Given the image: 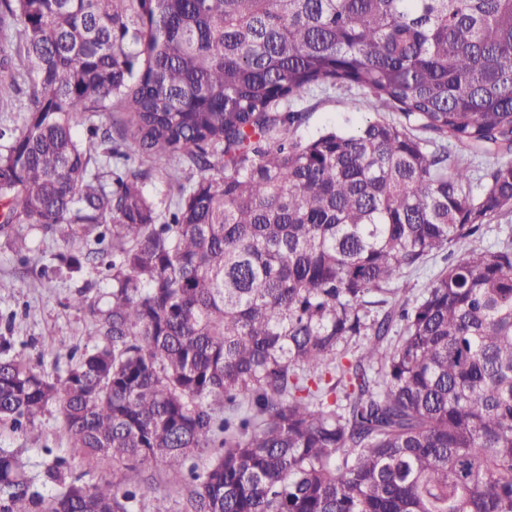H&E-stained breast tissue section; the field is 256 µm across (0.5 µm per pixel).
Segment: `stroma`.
Returning a JSON list of instances; mask_svg holds the SVG:
<instances>
[{
    "mask_svg": "<svg viewBox=\"0 0 512 512\" xmlns=\"http://www.w3.org/2000/svg\"><path fill=\"white\" fill-rule=\"evenodd\" d=\"M308 119L299 131L301 138H309L325 127L342 122L344 117L360 119L374 117L375 112L365 101L355 99L343 90H333L311 98ZM27 262H20L0 238V336L7 338L14 349H25L30 362L52 378L65 376L71 364L70 353L84 346L95 328L94 309L106 308L111 300L109 281L93 277L92 288H84L83 278L69 277L57 267V254L65 252L62 240L42 239L38 231L27 233ZM53 269L49 278L36 280L34 274L42 266ZM84 292L86 307L72 303L77 292ZM0 448L16 450L33 481H40L45 467L54 458H65L73 476L84 483H95L104 477L120 482L123 469L111 461L100 464L97 472L85 473L81 460L69 444L56 406L45 412L24 432H12L0 424Z\"/></svg>",
    "mask_w": 512,
    "mask_h": 512,
    "instance_id": "stroma-1",
    "label": "stroma"
}]
</instances>
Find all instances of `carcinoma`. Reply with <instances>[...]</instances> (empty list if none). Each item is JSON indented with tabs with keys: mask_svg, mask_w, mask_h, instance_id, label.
Returning <instances> with one entry per match:
<instances>
[{
	"mask_svg": "<svg viewBox=\"0 0 512 512\" xmlns=\"http://www.w3.org/2000/svg\"><path fill=\"white\" fill-rule=\"evenodd\" d=\"M20 67L0 237L65 231L112 301L62 381L0 344V423L54 404L126 474L57 457L45 495L0 448V512H137L145 462L205 448L181 512H512V236L481 238L512 212V0H0L1 105ZM333 88L397 117L297 137ZM129 138L199 172L164 212ZM22 88L17 99L14 101L13 107L3 112L4 109L0 110V127L13 128L16 125L21 124L24 117L23 112L30 104V81L27 76H20L17 78ZM512 234V213L493 218L483 232V245L494 248L498 240Z\"/></svg>",
	"mask_w": 512,
	"mask_h": 512,
	"instance_id": "1",
	"label": "carcinoma"
}]
</instances>
